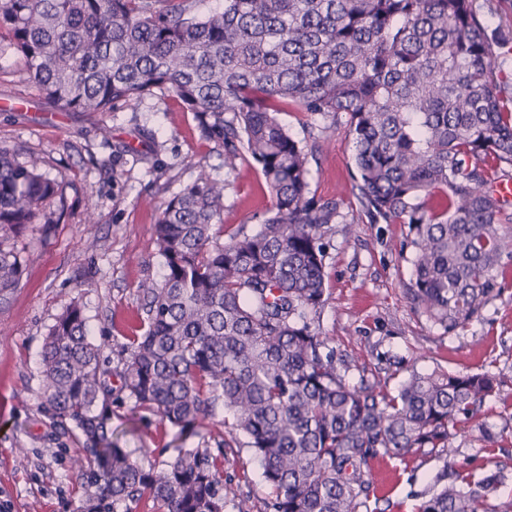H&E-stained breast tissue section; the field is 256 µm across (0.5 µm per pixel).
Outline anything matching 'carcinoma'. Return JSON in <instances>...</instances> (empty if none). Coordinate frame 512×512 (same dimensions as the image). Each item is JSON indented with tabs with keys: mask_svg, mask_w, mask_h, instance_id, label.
Segmentation results:
<instances>
[{
	"mask_svg": "<svg viewBox=\"0 0 512 512\" xmlns=\"http://www.w3.org/2000/svg\"><path fill=\"white\" fill-rule=\"evenodd\" d=\"M503 36L476 0H0V50L12 49L59 112H110L155 90L192 113L199 138L245 157L272 197L261 228L214 241L227 183L204 164L158 207L160 283L126 336L121 368L88 339L81 307L57 318L42 354L47 413L78 431L89 493L79 512L152 502L155 512H224L226 449L239 436L260 463L272 512H359L377 458L446 448L451 430L496 394L489 372L412 371L399 389L352 385L319 328L324 240L346 223L343 195L321 202L305 146L277 106L345 118L354 189L372 220L402 224L413 249L408 291L451 335L494 296L512 258V212L492 185L512 180V94ZM59 184L0 148V233L34 223ZM24 261L0 243V298ZM130 401L214 448H179L165 468L130 459L112 431ZM497 476L453 480L416 512H489Z\"/></svg>",
	"mask_w": 512,
	"mask_h": 512,
	"instance_id": "1",
	"label": "carcinoma"
}]
</instances>
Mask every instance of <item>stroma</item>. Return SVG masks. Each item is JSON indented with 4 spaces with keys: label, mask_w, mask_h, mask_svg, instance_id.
<instances>
[{
    "label": "stroma",
    "mask_w": 512,
    "mask_h": 512,
    "mask_svg": "<svg viewBox=\"0 0 512 512\" xmlns=\"http://www.w3.org/2000/svg\"><path fill=\"white\" fill-rule=\"evenodd\" d=\"M481 19L506 39L501 79L512 83V0H477ZM279 118L310 152L312 189L330 200L350 195L353 148L343 124L285 106ZM329 140H319L321 127ZM0 147L16 163L39 158L59 192L18 235L5 237L25 261L20 285L0 299V512H76L84 484L73 461L82 447L76 431L56 429L44 411L41 352L57 317L78 303L89 337L112 363L131 325L144 316V288L161 280L153 224L156 205L178 193L206 160L228 179L221 240L261 226L271 198L258 166L224 169L222 149L200 140L191 113L177 98L154 92L109 112L88 116L51 110L13 52L0 53ZM347 223L326 241V302L320 330L336 349L350 383L380 379L397 389L413 370L495 374L499 391L480 416L453 430L450 449L427 448L406 459L374 464L377 500L369 512H414L455 476L500 479L489 495L495 512H512V258L498 272L499 292L456 335L443 334L412 303L411 249L400 224L371 223L351 200ZM112 428L131 460L163 467L180 440L158 416L126 402ZM491 433L485 441L483 433ZM249 448H231L224 462L225 512L249 497L267 512L268 493Z\"/></svg>",
    "instance_id": "35a3bbf8"
}]
</instances>
